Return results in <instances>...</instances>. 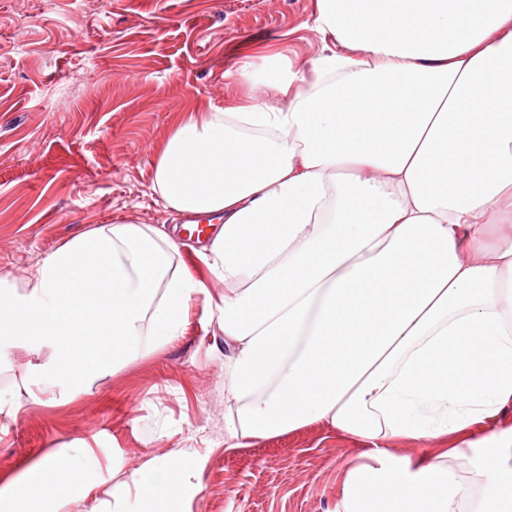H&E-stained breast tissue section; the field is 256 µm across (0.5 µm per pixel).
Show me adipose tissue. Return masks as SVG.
Listing matches in <instances>:
<instances>
[{
  "label": "adipose tissue",
  "mask_w": 512,
  "mask_h": 512,
  "mask_svg": "<svg viewBox=\"0 0 512 512\" xmlns=\"http://www.w3.org/2000/svg\"><path fill=\"white\" fill-rule=\"evenodd\" d=\"M315 28L332 45L310 69L242 67L256 95L189 111L157 156L164 207L219 223L194 250L207 279L176 230L116 222L0 293V339L29 358L0 415L38 383L93 393L199 303L230 349L226 447L323 423L366 444L338 512H512V0H319ZM470 448L471 484L447 463ZM95 464L59 448L0 512H187L181 449L108 501ZM450 445L449 441H431L427 444H416L408 439H392L386 443V448H391V451L399 455H412L415 456L423 451L431 454L441 453Z\"/></svg>",
  "instance_id": "adipose-tissue-1"
}]
</instances>
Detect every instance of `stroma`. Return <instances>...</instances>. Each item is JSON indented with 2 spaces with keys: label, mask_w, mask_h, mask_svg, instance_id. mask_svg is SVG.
<instances>
[{
  "label": "stroma",
  "mask_w": 512,
  "mask_h": 512,
  "mask_svg": "<svg viewBox=\"0 0 512 512\" xmlns=\"http://www.w3.org/2000/svg\"><path fill=\"white\" fill-rule=\"evenodd\" d=\"M318 0H0V275L21 283L94 224H170L152 191L160 147L188 109L247 94L243 65L306 69L322 49ZM224 334L195 307L184 336L146 349L71 400L39 388L0 419V485L61 444H87L91 477L186 451L190 512H336L360 442L316 423L225 448L235 414Z\"/></svg>",
  "instance_id": "1"
}]
</instances>
